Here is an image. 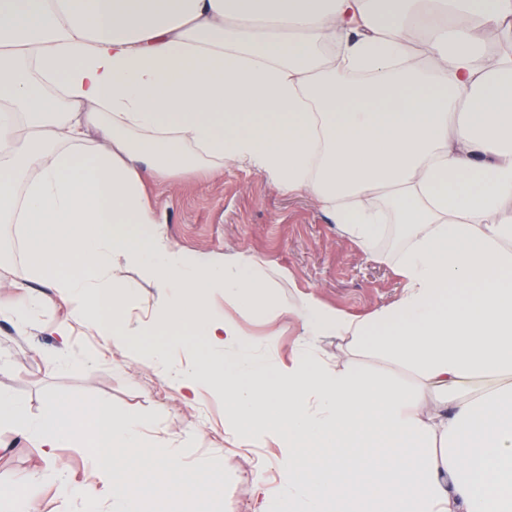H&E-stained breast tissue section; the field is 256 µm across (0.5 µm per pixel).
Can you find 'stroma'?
<instances>
[{
    "mask_svg": "<svg viewBox=\"0 0 512 512\" xmlns=\"http://www.w3.org/2000/svg\"><path fill=\"white\" fill-rule=\"evenodd\" d=\"M146 192L166 218L163 231L171 245L205 258H256L286 274L284 288L294 297L365 318L379 314L402 290L397 261L405 240L392 224H385L372 252H365L339 230L317 197L285 194L257 169L228 161L148 182ZM119 266L127 287L135 291L126 322L152 329V344L168 353L165 365L154 366L140 344L114 348L82 324L74 326L68 346H61L50 328L67 310L54 301L47 312L32 311L25 329L0 319V392L21 401L33 418L70 394L96 396L113 416L139 419L152 444L171 449L187 470L219 475L231 504L215 512H258L256 474H263L274 500L286 479L287 450L281 439L234 433L224 400L215 391H199L184 402L168 377L191 368L192 355L203 350L204 339L191 329L156 328L167 307L166 295L127 261ZM232 315L246 332L253 355L273 367L288 365L309 350L338 372L354 363L406 390L424 386L416 369L390 356L352 349L333 337L311 340L297 318L281 320V334L271 342L261 319L238 309ZM42 466L30 440L0 429V479H27Z\"/></svg>",
    "mask_w": 512,
    "mask_h": 512,
    "instance_id": "1",
    "label": "stroma"
}]
</instances>
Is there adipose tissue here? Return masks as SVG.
<instances>
[{"label": "adipose tissue", "instance_id": "adipose-tissue-1", "mask_svg": "<svg viewBox=\"0 0 512 512\" xmlns=\"http://www.w3.org/2000/svg\"><path fill=\"white\" fill-rule=\"evenodd\" d=\"M512 0H0V318L26 326L44 282L70 308L53 332L134 298L114 261L169 295L161 326L201 331L184 399L220 394L233 429L288 436L282 501L300 512H512ZM316 194L371 250L392 201L406 227L397 301L372 319L297 303L259 260L168 245L152 179L204 160ZM83 266L46 274L48 259ZM295 315L419 370L404 392L302 355L247 353L223 304ZM436 412H427L428 400Z\"/></svg>", "mask_w": 512, "mask_h": 512}]
</instances>
